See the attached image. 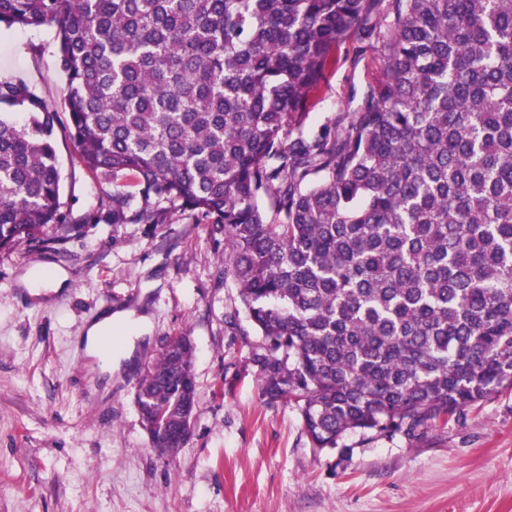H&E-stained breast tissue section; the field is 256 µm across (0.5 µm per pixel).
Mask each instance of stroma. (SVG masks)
I'll return each instance as SVG.
<instances>
[{
	"mask_svg": "<svg viewBox=\"0 0 512 512\" xmlns=\"http://www.w3.org/2000/svg\"><path fill=\"white\" fill-rule=\"evenodd\" d=\"M307 104L306 137L340 131L384 78L382 41L352 32ZM23 78L50 110L67 93L52 29H0V77ZM61 200L77 231L64 242L0 251V512H512V390L414 434L350 431L314 448L298 408L266 404L249 361L259 338L223 249L196 214L116 224L100 207L111 177L89 172L55 127ZM66 272L59 292L29 295L25 274ZM119 369L83 350L105 309ZM147 316L136 333L132 321ZM195 345L198 404L185 448L160 455L134 403L144 368L172 337Z\"/></svg>",
	"mask_w": 512,
	"mask_h": 512,
	"instance_id": "35a3bbf8",
	"label": "stroma"
}]
</instances>
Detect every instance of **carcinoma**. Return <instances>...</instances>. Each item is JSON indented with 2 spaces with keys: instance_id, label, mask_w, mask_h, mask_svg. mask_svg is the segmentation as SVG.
Segmentation results:
<instances>
[{
  "instance_id": "1",
  "label": "carcinoma",
  "mask_w": 512,
  "mask_h": 512,
  "mask_svg": "<svg viewBox=\"0 0 512 512\" xmlns=\"http://www.w3.org/2000/svg\"><path fill=\"white\" fill-rule=\"evenodd\" d=\"M375 2L0 0V25L54 29L112 223L178 204L224 241L260 394L320 450L512 389V0H388L383 81L309 139L308 96ZM0 106V250L56 242L57 113L20 77ZM193 357L179 336L136 384L155 448L186 444Z\"/></svg>"
}]
</instances>
